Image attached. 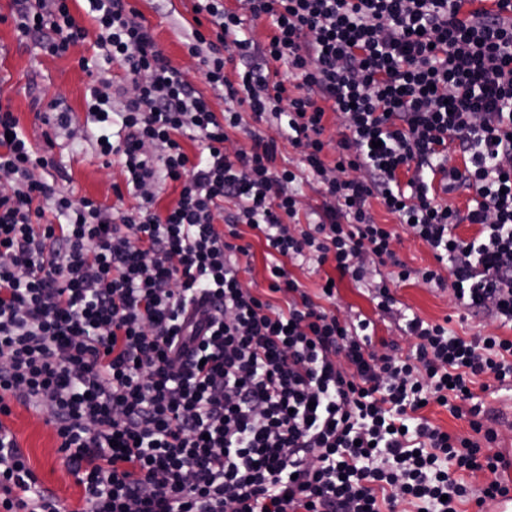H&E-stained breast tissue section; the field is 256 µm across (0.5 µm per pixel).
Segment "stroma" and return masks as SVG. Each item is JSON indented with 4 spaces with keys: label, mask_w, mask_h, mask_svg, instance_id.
<instances>
[{
    "label": "stroma",
    "mask_w": 512,
    "mask_h": 512,
    "mask_svg": "<svg viewBox=\"0 0 512 512\" xmlns=\"http://www.w3.org/2000/svg\"><path fill=\"white\" fill-rule=\"evenodd\" d=\"M129 4L141 14L162 54L194 88L206 94L214 111H223V98L212 93L203 64L185 45L191 27H200L206 34L212 30L210 23H195L194 0H129ZM13 11V0H0V104L10 107L30 142L52 156L53 167L41 170V177L57 181L72 199L90 197L121 211L133 209L139 203L136 195L115 193L116 186L124 182L121 167L116 163L104 166L96 142L100 126L92 120L87 105L93 75L116 80L122 78V68L98 56L90 39L71 46L63 56L45 55L33 43L19 41L11 19ZM54 99L72 113L71 126L57 132L43 121L46 106ZM372 213L378 223L393 225V247L403 262L412 268L435 266L430 248L397 225L380 204H373ZM243 236L250 251L237 258L240 282L253 293H264L269 287L267 247L251 230H244ZM391 289L396 304L392 311L384 312L376 307L364 284L348 278L338 283L335 312L348 321L370 320L378 352L393 349L402 356L411 352L415 340L405 333L404 320L412 315L432 323L447 322L449 329L461 336H512V327L500 322L462 318L451 290L414 281L394 283ZM480 382L485 386L478 394L483 422L496 432L495 440L484 444L483 451L492 455L512 450V384L499 385L491 376L481 377ZM45 419V414L15 401L10 415L0 422L15 435L42 486L55 493L67 512H78L84 505L83 489L69 472L55 432Z\"/></svg>",
    "instance_id": "1"
}]
</instances>
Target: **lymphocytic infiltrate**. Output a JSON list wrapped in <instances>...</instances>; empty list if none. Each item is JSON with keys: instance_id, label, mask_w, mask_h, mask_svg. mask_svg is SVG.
<instances>
[{"instance_id": "lymphocytic-infiltrate-1", "label": "lymphocytic infiltrate", "mask_w": 512, "mask_h": 512, "mask_svg": "<svg viewBox=\"0 0 512 512\" xmlns=\"http://www.w3.org/2000/svg\"><path fill=\"white\" fill-rule=\"evenodd\" d=\"M15 2L19 38L44 53L86 40L70 0ZM88 2L95 45L126 78L90 89L94 119L120 125L100 135V154L117 159L139 205L76 203L33 179L49 160L0 107V172L13 180L0 192V414L13 400L47 412L84 490L81 512H460L511 493L494 478L473 491L461 475L499 468L482 453L495 432L473 387L488 374L512 380V337L458 336L415 317L414 354L380 355L368 320L328 309L336 287L311 296L286 263L311 255L359 280L368 253L391 270L372 285L380 310L395 303L390 280L414 277L512 324V0H239L236 10L196 0L213 34L192 30L186 46L229 99L221 113L128 0ZM247 18L270 20L266 42L241 37ZM246 110L275 122L322 178L319 221L301 223L298 175L276 166L273 140L254 131L249 149L225 152ZM330 111L346 132L329 163ZM453 147L462 167L448 164ZM436 175L471 191L466 208L440 197ZM162 180L180 191L159 211L147 188ZM375 200L436 267L397 257ZM464 223L477 234L457 235ZM246 228L279 256L266 296L238 279ZM431 403L469 417L480 440L420 416ZM0 512H62L1 424Z\"/></svg>"}]
</instances>
